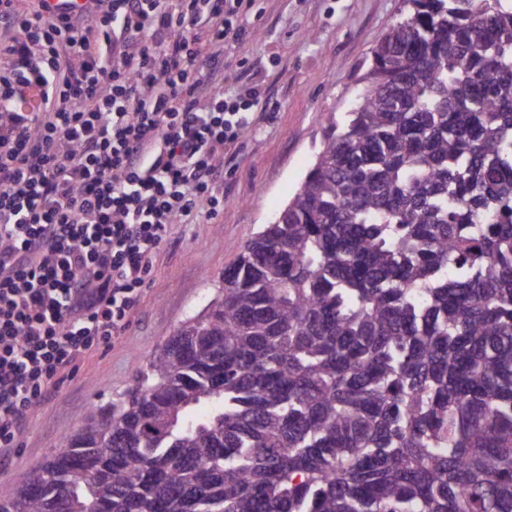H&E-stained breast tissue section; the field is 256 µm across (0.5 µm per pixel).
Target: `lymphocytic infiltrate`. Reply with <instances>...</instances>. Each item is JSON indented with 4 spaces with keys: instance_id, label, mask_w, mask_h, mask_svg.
<instances>
[{
    "instance_id": "1",
    "label": "lymphocytic infiltrate",
    "mask_w": 512,
    "mask_h": 512,
    "mask_svg": "<svg viewBox=\"0 0 512 512\" xmlns=\"http://www.w3.org/2000/svg\"><path fill=\"white\" fill-rule=\"evenodd\" d=\"M252 0H0V457L129 324L172 225L224 209V153L260 90L226 96ZM42 90L38 111L20 92ZM45 17H77L92 8L93 0H35Z\"/></svg>"
}]
</instances>
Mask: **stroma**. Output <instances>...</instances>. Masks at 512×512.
<instances>
[{"label":"stroma","mask_w":512,"mask_h":512,"mask_svg":"<svg viewBox=\"0 0 512 512\" xmlns=\"http://www.w3.org/2000/svg\"><path fill=\"white\" fill-rule=\"evenodd\" d=\"M405 9L404 0H253L243 40L224 53V90L255 82L266 96L226 156L223 213L212 218L202 207L171 227L124 333L29 416L20 448L0 465V499L62 448L82 410L130 388L181 322L215 297L225 266L304 180L325 116L351 108L371 48Z\"/></svg>","instance_id":"35a3bbf8"}]
</instances>
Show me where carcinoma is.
I'll return each mask as SVG.
<instances>
[{
    "label": "carcinoma",
    "mask_w": 512,
    "mask_h": 512,
    "mask_svg": "<svg viewBox=\"0 0 512 512\" xmlns=\"http://www.w3.org/2000/svg\"><path fill=\"white\" fill-rule=\"evenodd\" d=\"M344 122L0 512H512V0H405Z\"/></svg>",
    "instance_id": "obj_1"
}]
</instances>
